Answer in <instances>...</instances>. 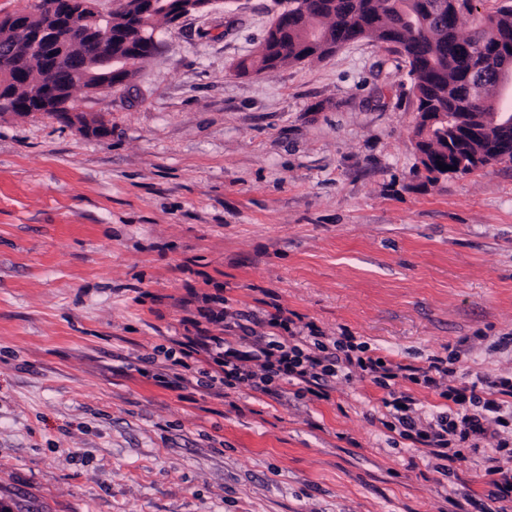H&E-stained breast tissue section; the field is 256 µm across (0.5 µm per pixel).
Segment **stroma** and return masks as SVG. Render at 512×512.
Returning <instances> with one entry per match:
<instances>
[{"label":"stroma","instance_id":"1","mask_svg":"<svg viewBox=\"0 0 512 512\" xmlns=\"http://www.w3.org/2000/svg\"><path fill=\"white\" fill-rule=\"evenodd\" d=\"M271 0L163 25L110 134L0 119V500L11 512H512L478 456L384 427L387 392L224 397L149 358L281 305L456 385L512 373V163L427 177L403 56L369 39L240 77Z\"/></svg>","mask_w":512,"mask_h":512}]
</instances>
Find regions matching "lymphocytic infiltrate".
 Masks as SVG:
<instances>
[{
	"label": "lymphocytic infiltrate",
	"mask_w": 512,
	"mask_h": 512,
	"mask_svg": "<svg viewBox=\"0 0 512 512\" xmlns=\"http://www.w3.org/2000/svg\"><path fill=\"white\" fill-rule=\"evenodd\" d=\"M225 335L187 337L174 367H187L194 354L205 353L214 368L206 372V388L230 393L249 388L277 399L296 387L298 395L324 400L337 378L359 377L387 390L383 405L391 429L401 437L426 447L435 458L463 459L465 452H483L487 474L493 475L494 499H512V443L500 431L512 426V411H505V398H512V376L477 374L469 387L450 384L448 377L459 356L431 357L427 366L411 367L370 355L366 345L351 336H328L313 323L297 324L287 310L257 316L253 312L224 315ZM235 339H228V332ZM407 380L438 390L452 401L454 415H423L415 399L398 391Z\"/></svg>",
	"instance_id": "1"
}]
</instances>
